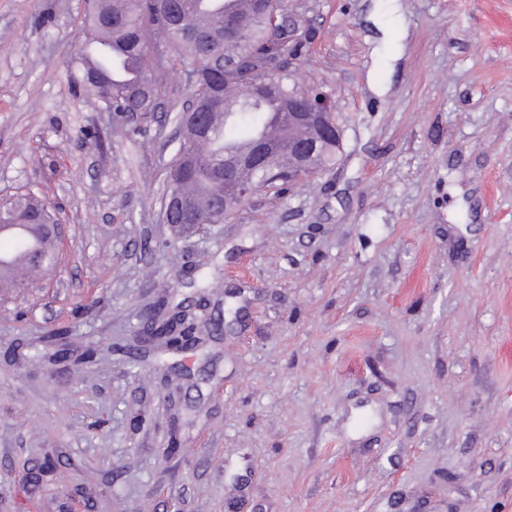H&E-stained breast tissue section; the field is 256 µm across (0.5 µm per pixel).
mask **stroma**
<instances>
[{
	"mask_svg": "<svg viewBox=\"0 0 512 512\" xmlns=\"http://www.w3.org/2000/svg\"><path fill=\"white\" fill-rule=\"evenodd\" d=\"M336 162L221 224L162 219L67 65L85 0H0V195L59 269L0 296V512H512V0H288ZM201 345L129 344L143 311ZM45 208L46 206L41 202L40 196L33 190L18 196L15 201V209L5 208L0 212V229L2 226L6 227L11 224L9 229L19 230L23 234L28 235L29 230L27 224H14L13 222L17 219L33 220L38 212H40V218L50 217L48 214L50 213L48 210L49 207L47 209ZM29 213H32L34 216H29Z\"/></svg>",
	"mask_w": 512,
	"mask_h": 512,
	"instance_id": "35a3bbf8",
	"label": "stroma"
}]
</instances>
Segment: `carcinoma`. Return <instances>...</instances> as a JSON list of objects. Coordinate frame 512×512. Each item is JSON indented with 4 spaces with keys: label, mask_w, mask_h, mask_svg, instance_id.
<instances>
[{
    "label": "carcinoma",
    "mask_w": 512,
    "mask_h": 512,
    "mask_svg": "<svg viewBox=\"0 0 512 512\" xmlns=\"http://www.w3.org/2000/svg\"><path fill=\"white\" fill-rule=\"evenodd\" d=\"M228 0H90L89 27L85 38L75 43L68 66L85 81L93 72L99 78L97 90L109 91L103 109L112 113V120L123 122L131 114L158 111V99L163 96V77L172 60L181 67L195 65L187 84L193 88V102L201 107L218 97L223 105L210 114L228 115L224 125L209 124L207 146L200 144L199 132L190 127L185 141L190 153L185 171L166 175L163 195L178 197L189 203V208L202 221L213 218L224 199V150L243 138L257 140L270 125L275 113L266 102L243 96L234 104L227 102V90L239 87L246 90L252 82L270 68L281 65L280 89L272 98L278 112L288 111V87L292 74L284 61L290 56L304 55L305 46L288 40V36L271 33L261 11L260 0H247V5L236 9V14L252 20L246 41L224 30L225 3ZM102 43L109 53L94 62L86 59V46ZM224 56L241 59L238 74L226 78L212 62ZM134 64L135 75L123 79L115 70L125 61ZM339 148L333 141L320 146L317 166L324 169L335 163ZM48 216L49 210L35 191L15 201V208L0 212V227L17 219H31V215ZM47 237L29 240L26 248L17 244L10 253L9 262L0 269L6 279H15L14 267L27 260L29 248L34 246L45 257V266L51 265L56 250L47 246Z\"/></svg>",
    "instance_id": "obj_1"
}]
</instances>
